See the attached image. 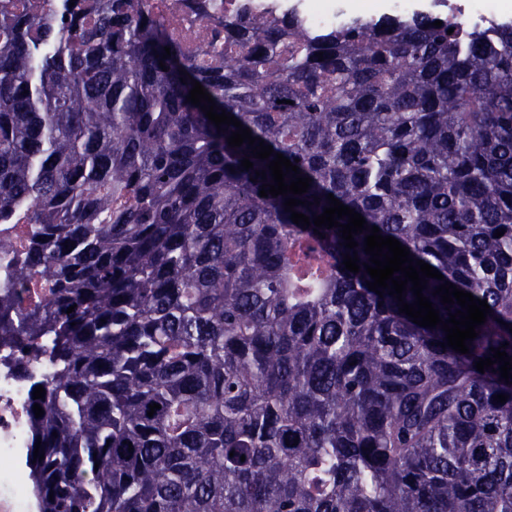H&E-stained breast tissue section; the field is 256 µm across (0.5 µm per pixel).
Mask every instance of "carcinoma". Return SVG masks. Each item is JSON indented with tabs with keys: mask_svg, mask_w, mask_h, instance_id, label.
<instances>
[{
	"mask_svg": "<svg viewBox=\"0 0 512 512\" xmlns=\"http://www.w3.org/2000/svg\"><path fill=\"white\" fill-rule=\"evenodd\" d=\"M438 19L245 7L188 51L147 0H0V225H30L0 238V360L38 512H512V384L475 368L512 357V26ZM277 153L296 212L331 193L444 275L440 318L445 280L487 300L469 353L368 289L365 234L350 272L339 228L259 195Z\"/></svg>",
	"mask_w": 512,
	"mask_h": 512,
	"instance_id": "1",
	"label": "carcinoma"
}]
</instances>
